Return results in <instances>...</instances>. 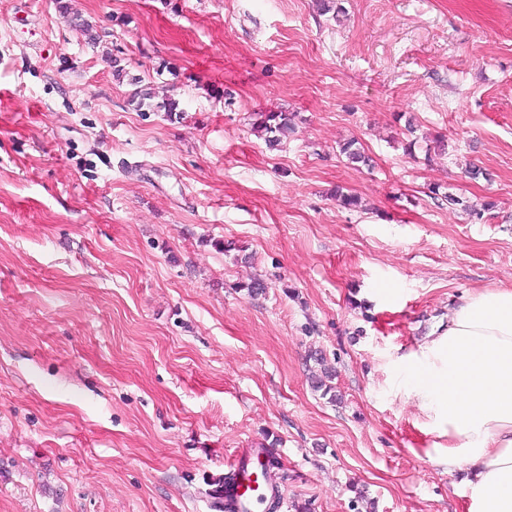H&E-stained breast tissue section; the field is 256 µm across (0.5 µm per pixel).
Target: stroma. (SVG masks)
Segmentation results:
<instances>
[{
  "label": "stroma",
  "instance_id": "35a3bbf8",
  "mask_svg": "<svg viewBox=\"0 0 512 512\" xmlns=\"http://www.w3.org/2000/svg\"><path fill=\"white\" fill-rule=\"evenodd\" d=\"M67 2L0 0V512H209L266 444L276 512H466L396 375L512 287V0ZM140 112H164L169 120H177L182 114L180 102L171 96L158 99L152 88L137 89L130 100ZM256 127L261 132L265 144L269 148L279 146L292 130L294 115L288 112H260L257 113Z\"/></svg>",
  "mask_w": 512,
  "mask_h": 512
}]
</instances>
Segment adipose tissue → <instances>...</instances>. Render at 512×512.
I'll list each match as a JSON object with an SVG mask.
<instances>
[{"label": "adipose tissue", "instance_id": "obj_1", "mask_svg": "<svg viewBox=\"0 0 512 512\" xmlns=\"http://www.w3.org/2000/svg\"><path fill=\"white\" fill-rule=\"evenodd\" d=\"M400 391L448 445L468 512H512V288L467 295L399 365Z\"/></svg>", "mask_w": 512, "mask_h": 512}]
</instances>
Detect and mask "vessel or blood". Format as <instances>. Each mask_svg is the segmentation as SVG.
<instances>
[{
    "instance_id": "vessel-or-blood-1",
    "label": "vessel or blood",
    "mask_w": 512,
    "mask_h": 512,
    "mask_svg": "<svg viewBox=\"0 0 512 512\" xmlns=\"http://www.w3.org/2000/svg\"><path fill=\"white\" fill-rule=\"evenodd\" d=\"M274 448H240L222 483L211 491L212 512H267L280 488L270 471Z\"/></svg>"
}]
</instances>
